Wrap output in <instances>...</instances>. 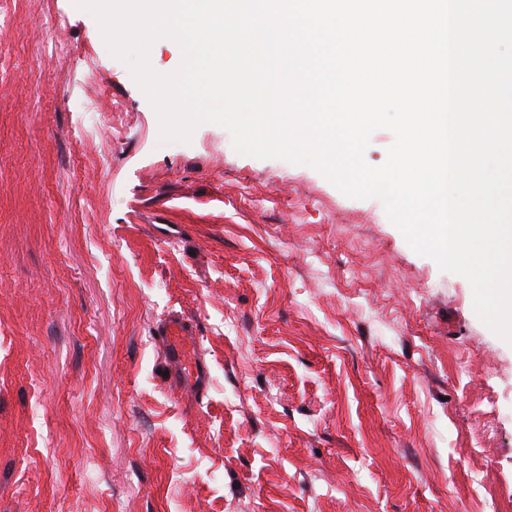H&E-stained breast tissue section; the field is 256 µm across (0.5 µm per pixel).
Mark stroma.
Segmentation results:
<instances>
[{"instance_id":"obj_1","label":"stroma","mask_w":512,"mask_h":512,"mask_svg":"<svg viewBox=\"0 0 512 512\" xmlns=\"http://www.w3.org/2000/svg\"><path fill=\"white\" fill-rule=\"evenodd\" d=\"M0 512H512V345L379 199L161 141L90 13L0 0ZM160 340L165 346L168 361L177 368L175 380L201 387L204 384L205 374L201 366L192 362L186 349V338L190 336V330L185 321L180 317H174L159 331Z\"/></svg>"}]
</instances>
